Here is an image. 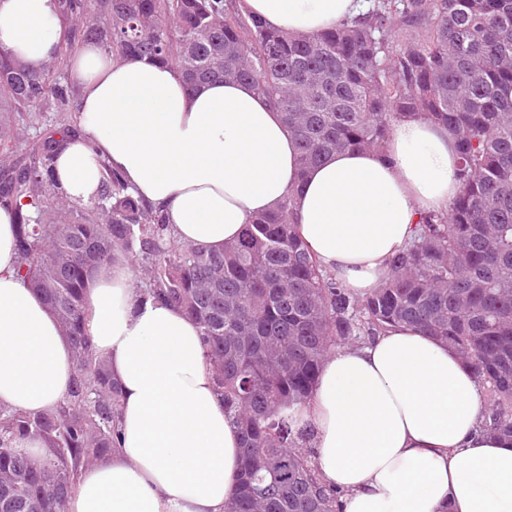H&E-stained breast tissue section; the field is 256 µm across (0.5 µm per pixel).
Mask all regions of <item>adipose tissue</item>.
I'll use <instances>...</instances> for the list:
<instances>
[{"label": "adipose tissue", "instance_id": "1", "mask_svg": "<svg viewBox=\"0 0 512 512\" xmlns=\"http://www.w3.org/2000/svg\"><path fill=\"white\" fill-rule=\"evenodd\" d=\"M363 0H241L269 27L317 34ZM58 0H0V49L40 70L63 43ZM77 130L56 158L60 194L90 201L107 171L163 214L182 243L219 250L294 196L297 232L321 267L365 294L429 213L457 197L447 126L396 120L384 148L299 171L293 136L248 84L188 90L169 63L119 61L96 45L70 62ZM13 215L0 208V403L26 412L68 393L74 362L42 298L17 277ZM86 330L121 387L119 445L85 469L65 512H225L240 435L224 413L197 323L142 297L124 259L87 284ZM486 391L459 355L401 326L324 359L300 421L343 512H512V437L482 430Z\"/></svg>", "mask_w": 512, "mask_h": 512}]
</instances>
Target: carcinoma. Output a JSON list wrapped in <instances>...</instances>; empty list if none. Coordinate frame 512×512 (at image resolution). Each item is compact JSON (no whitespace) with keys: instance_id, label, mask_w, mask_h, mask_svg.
I'll return each instance as SVG.
<instances>
[{"instance_id":"obj_1","label":"carcinoma","mask_w":512,"mask_h":512,"mask_svg":"<svg viewBox=\"0 0 512 512\" xmlns=\"http://www.w3.org/2000/svg\"><path fill=\"white\" fill-rule=\"evenodd\" d=\"M72 27L41 71L0 50V207L14 215L16 274L55 313L74 353L67 397L26 413L0 405V512H63L83 470L112 454L121 389L85 329L89 273L118 257L145 269L144 294L199 325L203 356L240 430L229 512H339L321 485L298 411L324 358L390 326L452 347L486 385L487 430L512 436V0H372L314 35L267 28L234 0H60ZM175 64L193 91L251 85L295 137L300 171L345 149H379L391 122L423 113L458 142L460 192L429 215L364 295L320 269L296 231L293 194L220 251L180 243L112 171L87 204L57 191L62 124L14 154L23 113L65 112L57 76L79 44ZM38 439L34 453L16 444Z\"/></svg>"}]
</instances>
